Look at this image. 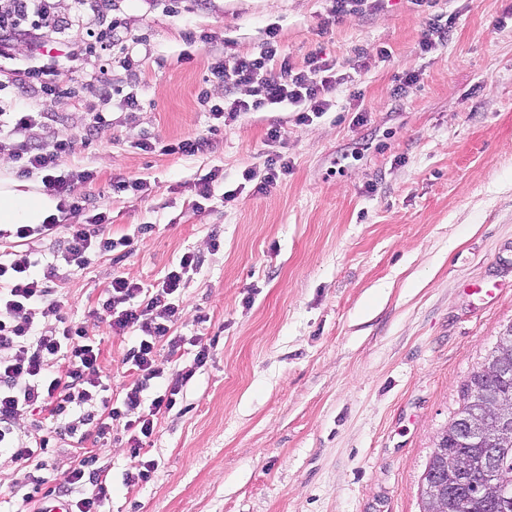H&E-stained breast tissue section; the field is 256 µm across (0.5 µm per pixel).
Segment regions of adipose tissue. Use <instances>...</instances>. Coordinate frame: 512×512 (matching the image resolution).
<instances>
[{"label": "adipose tissue", "instance_id": "ef3b65f1", "mask_svg": "<svg viewBox=\"0 0 512 512\" xmlns=\"http://www.w3.org/2000/svg\"><path fill=\"white\" fill-rule=\"evenodd\" d=\"M57 204V199L33 185L15 180L10 174L9 161L0 157V228L43 223L56 214Z\"/></svg>", "mask_w": 512, "mask_h": 512}]
</instances>
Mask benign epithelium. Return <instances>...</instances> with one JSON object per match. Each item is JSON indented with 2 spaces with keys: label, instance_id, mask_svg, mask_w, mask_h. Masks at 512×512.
<instances>
[{
  "label": "benign epithelium",
  "instance_id": "obj_1",
  "mask_svg": "<svg viewBox=\"0 0 512 512\" xmlns=\"http://www.w3.org/2000/svg\"><path fill=\"white\" fill-rule=\"evenodd\" d=\"M494 402L493 406L484 405L480 413L463 414L448 423V440L439 441L435 451L458 472L459 483L448 488L447 495L432 497L430 512H448V499L458 497L468 486L470 463L460 449L483 446L481 472L486 479H495L503 452L501 443L512 438V400L497 396Z\"/></svg>",
  "mask_w": 512,
  "mask_h": 512
}]
</instances>
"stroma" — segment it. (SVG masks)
<instances>
[{"mask_svg":"<svg viewBox=\"0 0 512 512\" xmlns=\"http://www.w3.org/2000/svg\"><path fill=\"white\" fill-rule=\"evenodd\" d=\"M116 4L151 47L133 54L138 111L120 104L132 90L120 69L92 143L90 91L52 109L74 139L62 171L95 173L74 185L89 206L63 223L106 214L105 235L129 238V251L76 270L59 241L32 247L57 268L63 321L99 342L109 398L132 379L122 359L134 343L95 314L113 275L150 285L196 253L173 331L217 342L155 421L149 483L124 484L136 461L123 430L86 439L109 480L105 512H421L461 386L512 325V0H376L341 18L334 0ZM441 14L453 19L447 43L420 52ZM273 27L293 66L319 51L356 83L308 125L283 106L212 130L198 101L203 89L224 101L212 63L258 56ZM206 136L211 152L194 157L141 148ZM275 155L290 168L257 192L242 174L264 175ZM213 169L223 183L193 208ZM119 175L147 187L114 193ZM35 465L0 451V512H16Z\"/></svg>","mask_w":512,"mask_h":512,"instance_id":"stroma-1","label":"stroma"}]
</instances>
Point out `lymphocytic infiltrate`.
I'll return each instance as SVG.
<instances>
[{
    "mask_svg": "<svg viewBox=\"0 0 512 512\" xmlns=\"http://www.w3.org/2000/svg\"><path fill=\"white\" fill-rule=\"evenodd\" d=\"M93 2L102 19L98 34L110 52L112 66L132 70L129 38L119 20L113 19L114 0H76L77 6ZM78 17L58 16L52 0H0V60L13 61L11 82L28 94L26 110L15 111L8 121L13 142L10 156L16 175L27 178L40 174L44 190L58 199L57 216L43 224H18L10 235L17 249L0 255V449L10 451L18 460L32 462L46 452L51 438H76L79 427L92 428L97 439L111 436L114 427H122L129 438V453L139 461L125 476V484L136 487L151 481L157 469L155 460H141L144 438L154 431V417L172 410L180 400L183 387L202 369L210 356V346L195 338L193 364L177 372L163 394L146 399L153 380L164 370L156 359L157 346L168 342L171 352L180 351L182 337L172 328L181 313L180 291L184 278L193 271L198 258L183 254L173 269L155 284L143 286L114 277L107 297L100 305L104 320L119 336L131 335L134 345L122 362L134 375L119 403L95 402L103 391L104 367L96 339L79 325L59 326L60 300L55 297L52 281L54 266H43L33 251V241L55 236L65 230L62 257L67 265L83 269L94 256L128 247L127 238L105 236L107 216H98L91 224L60 225L62 213L79 214L86 202L72 196V182L93 181L92 171L79 175L59 171L62 157L72 141L55 136L38 146H29L26 137L35 126L51 119L49 104L70 94L68 82L77 75V61L94 51L95 46L80 39ZM26 44L32 52L17 58L16 47ZM224 84L253 86L251 100L225 97L223 104L210 106L213 119L240 112H264L288 104L299 110V123L312 122L330 107L328 100L343 82L332 60L311 56L305 69L294 70L288 60L279 57L277 30H270L269 41L261 57H230L211 68ZM44 329H37V322ZM48 410L55 422L52 436L36 442L13 438L14 423L24 412ZM92 457H84L70 467L65 482L71 486L93 484V491L72 506V512H100L109 494L108 486L91 471Z\"/></svg>",
    "mask_w": 512,
    "mask_h": 512,
    "instance_id": "obj_1",
    "label": "lymphocytic infiltrate"
}]
</instances>
